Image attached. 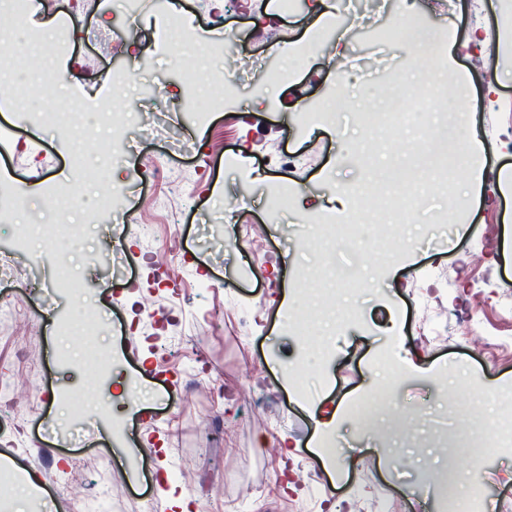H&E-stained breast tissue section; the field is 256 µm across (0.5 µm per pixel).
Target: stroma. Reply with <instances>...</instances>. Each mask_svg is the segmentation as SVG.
Here are the masks:
<instances>
[{"mask_svg":"<svg viewBox=\"0 0 512 512\" xmlns=\"http://www.w3.org/2000/svg\"><path fill=\"white\" fill-rule=\"evenodd\" d=\"M178 2L193 26L174 41L167 0H140L135 24L117 0H38L39 20L65 35L53 57L25 63L47 91L0 92V260L12 269L0 278L11 305L0 314V458L11 462L0 512H12L27 470L51 495L30 498L29 512H174L179 495L193 512H447L445 496L467 497L476 473L486 512H512V447L461 453L473 433L494 439L497 392L512 386V192L497 189L512 176V67L495 63L500 0H412L405 16L397 0H331L309 41L304 0L288 10L283 0H228L221 11ZM407 23L440 36L448 68L371 37ZM476 27L480 50L468 43ZM228 33L236 69L224 53L201 61L189 50ZM341 35L342 63L332 51ZM131 42L138 58L125 52ZM200 64L227 80L222 103L187 84ZM132 65L135 83L124 79ZM282 70L287 80L272 82ZM442 75L467 86L468 127L485 141L475 191L460 163L426 182L386 179L431 143L421 129L394 136L361 123L396 96L427 116L455 106L429 94ZM72 110L127 113L113 143L123 185L94 176L74 130L38 118ZM282 153L291 167L278 165ZM26 185L40 192L17 206ZM405 190L424 204L401 224L404 243L373 245L361 273L375 288L349 292L338 272L355 256L312 248L305 231L344 226L338 194L397 223L391 203ZM107 191L111 209H96ZM465 194L467 207L449 213ZM70 222L82 226L75 247ZM27 223L56 232L23 243ZM61 265L83 297L57 288ZM319 288L335 289L347 318L329 319ZM287 296L307 333L284 313ZM474 305L501 359L468 334ZM63 321L92 326L114 364L90 376L80 337L57 331ZM354 402L371 403L368 426ZM325 410L338 413L328 429L316 423ZM319 440L333 441L335 468L312 451Z\"/></svg>","mask_w":512,"mask_h":512,"instance_id":"obj_1","label":"stroma"}]
</instances>
